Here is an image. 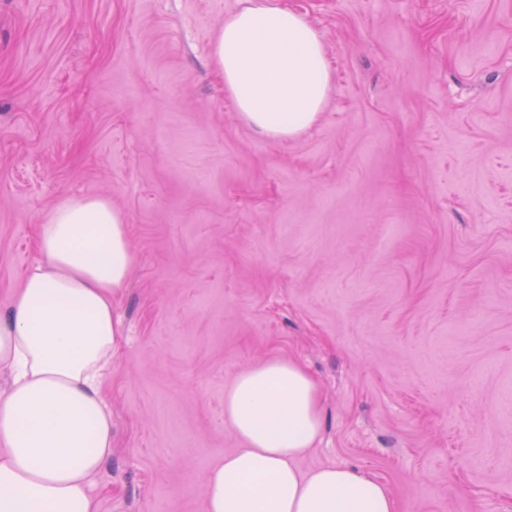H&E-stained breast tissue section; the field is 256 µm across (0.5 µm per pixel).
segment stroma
<instances>
[{
    "label": "stroma",
    "instance_id": "obj_1",
    "mask_svg": "<svg viewBox=\"0 0 512 512\" xmlns=\"http://www.w3.org/2000/svg\"><path fill=\"white\" fill-rule=\"evenodd\" d=\"M280 2L333 74L288 142L213 67L245 0H0V314L54 206L122 213L100 512H203L224 390L273 359L322 394L301 471L512 512V0Z\"/></svg>",
    "mask_w": 512,
    "mask_h": 512
}]
</instances>
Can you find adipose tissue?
Instances as JSON below:
<instances>
[{
  "label": "adipose tissue",
  "mask_w": 512,
  "mask_h": 512,
  "mask_svg": "<svg viewBox=\"0 0 512 512\" xmlns=\"http://www.w3.org/2000/svg\"><path fill=\"white\" fill-rule=\"evenodd\" d=\"M212 62L240 117L285 142L310 129L332 73L318 31L276 0L225 18ZM40 258L0 315V512H99L92 494L112 455V411L102 389L121 331L112 304L133 260L120 211L71 198L37 228ZM239 440L203 478L205 512H398L378 481L341 466L300 471L321 433L318 387L298 363L272 360L224 392Z\"/></svg>",
  "instance_id": "1"
}]
</instances>
